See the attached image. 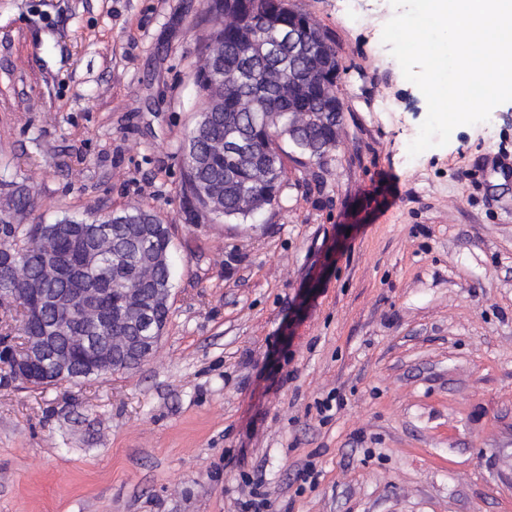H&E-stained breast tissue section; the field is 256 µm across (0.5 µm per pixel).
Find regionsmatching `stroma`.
Masks as SVG:
<instances>
[{
	"label": "stroma",
	"instance_id": "1",
	"mask_svg": "<svg viewBox=\"0 0 512 512\" xmlns=\"http://www.w3.org/2000/svg\"><path fill=\"white\" fill-rule=\"evenodd\" d=\"M297 2L342 67L338 143L242 222L184 194L206 0H0V221L148 210L174 269L140 367L0 365V512H251L255 474L268 512H512V102L409 156L428 105L390 0Z\"/></svg>",
	"mask_w": 512,
	"mask_h": 512
}]
</instances>
